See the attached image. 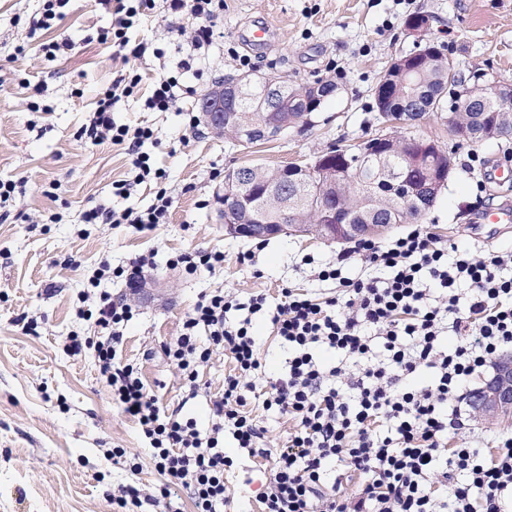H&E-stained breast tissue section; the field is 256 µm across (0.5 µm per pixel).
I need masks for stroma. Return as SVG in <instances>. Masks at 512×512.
Returning <instances> with one entry per match:
<instances>
[{
	"mask_svg": "<svg viewBox=\"0 0 512 512\" xmlns=\"http://www.w3.org/2000/svg\"><path fill=\"white\" fill-rule=\"evenodd\" d=\"M41 6V0H0V179L20 189L0 205V512H117L112 495L122 487L157 497L146 512H193L189 490L175 487L161 498L165 479L152 466L137 423L113 404L100 381L93 347L68 350L71 337L98 332L93 320L75 312L88 273L104 259L117 266L152 254L153 269L140 287L123 280L103 284L113 299L137 309L118 355L139 368L161 406L180 410L200 432H209L213 402L233 362L214 350L198 369V393L188 395L180 370L164 352L185 316L218 288L243 299L262 294L272 303L289 286L324 293L326 284L315 279L306 260L328 262L344 248L282 235L259 251L255 239L225 235L215 201L225 172L245 164L307 162L329 145L372 136L381 75L394 59L428 41L441 46L465 77L483 73L512 81V0H224L214 20L219 37L198 71L181 75L183 91L169 112L148 111L144 100L153 79L189 53L193 22H177L160 9L144 16L127 36L131 45L149 51L128 58L97 40L116 19L113 6L72 0L52 30L35 32L31 22ZM414 13L428 17L426 34L407 30L404 21ZM262 22L272 31L270 45L248 47L247 30ZM179 23L184 35L177 39L170 28ZM53 39L71 43L67 56L45 57L41 46ZM244 56L249 66L241 65ZM246 71L279 74L292 83L330 80L338 93L322 106L315 128L255 146L232 144L202 124L190 128L188 112L199 111L215 81ZM129 74L141 75L139 90L121 99L112 117L156 131V143L144 149L165 172L173 198L168 223L142 232L83 222L90 208L137 209L156 195L151 181L129 196L115 195L113 182L131 176L126 146L91 145L80 137L99 91ZM39 85L45 88L40 95ZM41 100L49 111H34ZM505 151L498 142L457 149L427 229L488 252L511 244L512 227L479 221L486 210L512 205V181L493 177ZM198 249L223 251V268L189 275L170 266L172 256ZM251 249L254 261L240 263L239 255ZM453 409L464 428L449 447L492 452L498 435L512 434V424L479 418L469 402ZM112 448L138 456L140 471L113 463L107 455ZM270 477L268 466L237 458L226 475L236 493L224 512H260L256 495Z\"/></svg>",
	"mask_w": 512,
	"mask_h": 512,
	"instance_id": "1",
	"label": "stroma"
}]
</instances>
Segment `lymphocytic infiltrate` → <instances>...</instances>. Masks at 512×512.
Instances as JSON below:
<instances>
[{"label":"lymphocytic infiltrate","mask_w":512,"mask_h":512,"mask_svg":"<svg viewBox=\"0 0 512 512\" xmlns=\"http://www.w3.org/2000/svg\"><path fill=\"white\" fill-rule=\"evenodd\" d=\"M155 2L116 0L117 19L99 41L144 56L145 46L129 47L126 33ZM213 44V29H198L177 74L153 83L146 109L169 111L179 72L191 70ZM139 82L121 78L103 90L83 133L95 144L127 145L136 175L115 182L116 194L152 181L159 185L155 201L119 213L93 208L85 223L141 230L168 220L173 201L162 187L165 175L141 150L154 140V130H132L112 118ZM355 256L365 260L366 270L353 277L347 262ZM152 266L148 255L127 267L100 261L82 298L97 302L101 334L93 347L103 384L137 420L156 470L191 491L195 512H223L233 498L224 479L234 465L223 448L228 435L239 454L270 467V482L257 496L262 512H512V436H500L493 455L448 446L462 426L449 414V401L463 398L473 374L512 347V249L461 251L415 229L384 244L360 241L318 265L317 280L336 286L328 296L286 288L272 304L261 294L245 301L221 289L204 295L165 354L192 395L197 368L213 348L232 359L234 371L213 403L216 421L206 435L192 420L162 411L138 368L117 356L135 310L113 302L101 284L113 277L134 280ZM257 316L270 322L286 353L284 371L262 394L264 410L288 414L293 422L280 448L258 447L263 431L250 411L262 367L253 334ZM323 351L342 359L325 365ZM424 369L432 372L429 381L415 383ZM349 472L362 477L351 493L343 490Z\"/></svg>","instance_id":"obj_1"}]
</instances>
